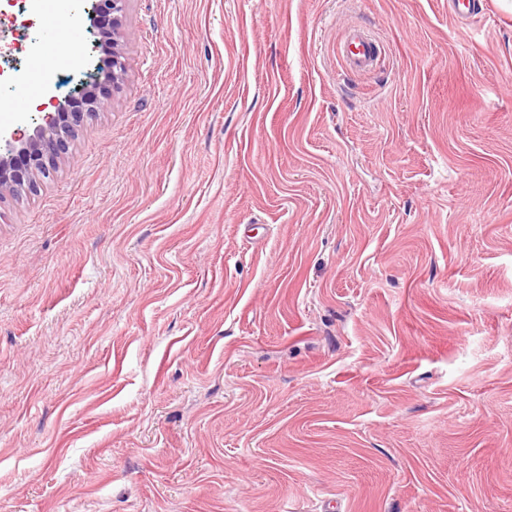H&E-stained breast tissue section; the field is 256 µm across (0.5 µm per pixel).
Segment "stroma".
<instances>
[{"label": "stroma", "mask_w": 512, "mask_h": 512, "mask_svg": "<svg viewBox=\"0 0 512 512\" xmlns=\"http://www.w3.org/2000/svg\"><path fill=\"white\" fill-rule=\"evenodd\" d=\"M92 2L45 0L0 128L97 82ZM475 3L126 0L110 107L0 196V512H512V0ZM378 50L376 39L359 30L350 31L343 45L348 64L356 71H364L373 66L378 57Z\"/></svg>", "instance_id": "obj_1"}]
</instances>
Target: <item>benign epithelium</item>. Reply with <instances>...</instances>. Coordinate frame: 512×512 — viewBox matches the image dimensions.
Instances as JSON below:
<instances>
[{
    "label": "benign epithelium",
    "mask_w": 512,
    "mask_h": 512,
    "mask_svg": "<svg viewBox=\"0 0 512 512\" xmlns=\"http://www.w3.org/2000/svg\"><path fill=\"white\" fill-rule=\"evenodd\" d=\"M123 3L124 0H98L91 7L94 20L108 25L106 37L115 46L125 21ZM125 69L121 53L112 51L103 85L85 91L80 102L55 99L54 111L42 113L32 131L0 132V194L13 188L33 190L39 179L49 176L50 164L68 153L72 136L84 121L108 107Z\"/></svg>",
    "instance_id": "obj_1"
}]
</instances>
